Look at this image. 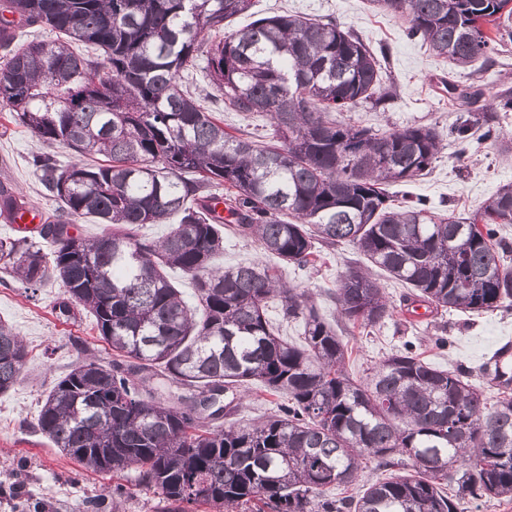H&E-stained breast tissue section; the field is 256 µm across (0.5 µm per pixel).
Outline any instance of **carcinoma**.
Listing matches in <instances>:
<instances>
[{"label": "carcinoma", "instance_id": "obj_1", "mask_svg": "<svg viewBox=\"0 0 512 512\" xmlns=\"http://www.w3.org/2000/svg\"><path fill=\"white\" fill-rule=\"evenodd\" d=\"M411 36L459 68L512 39L509 0H372ZM252 0H11L26 19L58 33L12 50L0 68V112L49 143L67 146L66 167L34 159L42 181L74 219L107 229L94 237L66 221L41 225L46 255L26 237L0 238L4 274L36 291L55 280L95 318L118 358L85 357L41 402L37 426L60 452L100 473L133 471L164 512H223L259 500L257 512H457L466 498L512 499V381L488 400L459 369H440L404 344L366 380L346 374L348 345L261 262L215 268L224 234L243 236L280 264L314 263L316 245L352 243L374 267L411 288L430 312L494 311L512 300V184L470 218L448 217L419 198L392 206L387 186L425 175L441 140L425 126L378 134L332 112L390 96L373 51L333 21L298 14L259 18L206 45L205 30L247 12ZM492 25L495 36L484 26ZM92 46L97 62L76 53ZM206 61L224 108L270 116L275 143L224 131L179 82ZM448 135L467 146L490 138L512 92L477 106ZM224 193H219V189ZM225 205L230 219L218 212ZM27 205L0 190V216ZM170 224L155 240L137 230ZM190 276L196 308L168 280ZM303 323L297 345L267 315ZM342 320L374 328L393 316L377 279L358 265L336 288ZM28 350L0 322V392L18 381ZM175 390L151 387V370ZM244 383L286 396L278 413L249 427L219 420L221 397ZM404 473L355 496L363 465Z\"/></svg>", "mask_w": 512, "mask_h": 512}]
</instances>
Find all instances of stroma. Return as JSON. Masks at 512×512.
Instances as JSON below:
<instances>
[{
	"label": "stroma",
	"instance_id": "35a3bbf8",
	"mask_svg": "<svg viewBox=\"0 0 512 512\" xmlns=\"http://www.w3.org/2000/svg\"><path fill=\"white\" fill-rule=\"evenodd\" d=\"M293 12L333 20L352 29L375 53L382 80L394 86L390 100L361 107V125L380 131L406 125L435 128L443 149L429 173L408 183L389 186L393 203L405 194L423 197L428 208L442 214L470 217L499 186L512 183V162L504 144L512 145V112L500 120L498 134L467 149L449 137L448 129L465 110L449 86L475 85L485 96L512 90V41L497 45L492 61L470 72L453 67L432 54L420 38L408 36L405 24L390 13L372 8L369 0H253L249 13L234 18L232 28L252 20ZM196 97L209 110L224 115V127L262 140L270 128L268 117L243 118L225 110L213 98L202 73H195ZM41 155L68 162V149L47 144L0 112V186L24 196L29 206L51 218L59 212L32 161ZM353 244L320 250L316 264L288 265L281 270L288 286L307 291L319 313L330 323L339 316L334 293L348 265L359 260ZM64 297L60 283L31 293L20 281L0 274V320L13 326L27 346L28 362L18 382L0 393V512H18V494L40 501L44 512H73L76 504L109 495L115 512H158L159 496L139 486L134 474L120 477L93 474L54 448L37 427L42 399L76 362L92 355L111 361L112 352L100 338L92 314L76 308L74 317L59 318L56 304ZM350 355L345 369L353 378L413 343L417 353L443 368H463L470 381L487 393L497 391L482 365L504 340H512V305L481 314L451 310L425 317L396 314L375 328H353L344 335ZM281 400L260 390L242 397L225 425H248L273 414Z\"/></svg>",
	"mask_w": 512,
	"mask_h": 512
}]
</instances>
